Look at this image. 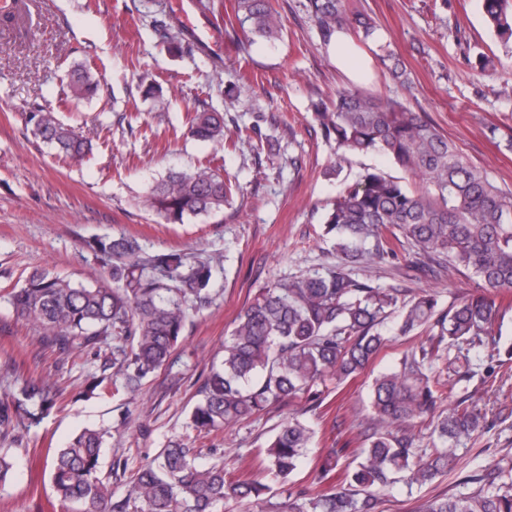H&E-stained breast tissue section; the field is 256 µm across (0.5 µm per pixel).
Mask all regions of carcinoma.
<instances>
[{
    "mask_svg": "<svg viewBox=\"0 0 512 512\" xmlns=\"http://www.w3.org/2000/svg\"><path fill=\"white\" fill-rule=\"evenodd\" d=\"M484 14L504 39L512 38V0H481ZM323 43L340 29L375 38L376 28L353 13L349 0H305ZM240 26L267 41L280 37L270 0H235ZM380 60L394 80L408 82L400 56L380 46ZM98 83L79 64L67 82L65 99L90 100ZM314 118L336 151L378 153L418 181H404L366 168L336 195L323 221L339 265L279 280L261 289L239 313L224 340L222 361L210 367L201 398L190 413L199 431L232 427L272 404L307 397L326 379L341 382L361 372L386 342L383 327L396 318L401 336L423 333L390 372L375 379L363 446L357 466L345 477L356 488L334 487L313 494L287 492L276 512H382L380 493L402 475L422 485L450 468L456 445L470 439L484 420L466 392L451 398L450 377L472 374L480 349L496 344L491 327L505 311L494 297L512 293V191H504L473 165L424 112L403 101L362 88L336 92L314 106ZM33 135L74 164L91 153V141L56 113L33 112ZM189 131L201 141H224V113L205 109L189 118ZM241 190L238 177L212 158L190 171H174L146 193L143 206L166 224L224 211ZM99 277L74 281L35 265L11 291L16 318L30 323L41 342L62 352H93L99 372L87 387L105 397L134 389L171 364L187 320L212 303L218 262L195 251H149L132 236L97 237L88 242ZM416 257L415 271L436 274L455 269L475 275L486 293L455 299L444 307L434 292L408 298L397 288L374 286L352 276L366 260ZM444 367H438V363ZM451 401L443 408L445 401ZM55 406L49 384L16 381L10 399L0 401V426L15 419L38 424ZM425 425L432 448L416 445L417 424ZM312 431L292 416L269 441L260 468L288 483L306 458ZM107 432L86 427L51 458L58 498L75 512H223L235 502L258 507L269 486L240 479L219 458L197 463L188 439L169 440L156 457L132 473L125 501L112 502L111 477L100 476ZM344 448H331L320 460L317 480L335 478ZM473 492L434 497L418 512H512V479L490 472Z\"/></svg>",
    "mask_w": 512,
    "mask_h": 512,
    "instance_id": "1",
    "label": "carcinoma"
}]
</instances>
